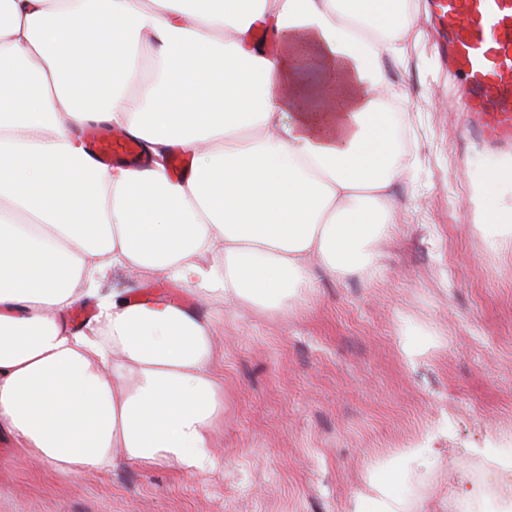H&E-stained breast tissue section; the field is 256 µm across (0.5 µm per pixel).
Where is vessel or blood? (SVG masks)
<instances>
[{
	"mask_svg": "<svg viewBox=\"0 0 512 512\" xmlns=\"http://www.w3.org/2000/svg\"><path fill=\"white\" fill-rule=\"evenodd\" d=\"M432 9L462 86L452 109L466 115L467 130L487 145L511 148L512 0H432ZM86 145L103 165L148 162L135 141L109 127L88 129Z\"/></svg>",
	"mask_w": 512,
	"mask_h": 512,
	"instance_id": "vessel-or-blood-1",
	"label": "vessel or blood"
}]
</instances>
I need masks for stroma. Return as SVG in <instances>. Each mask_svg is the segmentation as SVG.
Returning <instances> with one entry per match:
<instances>
[{"label": "stroma", "instance_id": "stroma-1", "mask_svg": "<svg viewBox=\"0 0 512 512\" xmlns=\"http://www.w3.org/2000/svg\"><path fill=\"white\" fill-rule=\"evenodd\" d=\"M388 78L410 115L415 178L373 275L315 271L283 315L198 303L185 286L110 276L104 291L165 296L215 321L224 418L204 470L118 462L64 475L0 436V512H346L364 475L407 442L434 449L401 486L411 512H450L472 466L512 463V237L472 223L470 192L505 155L448 107L453 79L428 10ZM432 342L416 361L407 344Z\"/></svg>", "mask_w": 512, "mask_h": 512}]
</instances>
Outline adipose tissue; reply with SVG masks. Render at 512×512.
<instances>
[{"mask_svg": "<svg viewBox=\"0 0 512 512\" xmlns=\"http://www.w3.org/2000/svg\"><path fill=\"white\" fill-rule=\"evenodd\" d=\"M416 31L396 0H0V432L63 474L209 466L212 321L100 283L144 271L281 312L313 267L372 273L413 174L384 68ZM91 124L148 167L99 165ZM174 147L193 157L180 178ZM510 185L477 184L475 226L512 224ZM424 456L381 461L348 512H409L398 485Z\"/></svg>", "mask_w": 512, "mask_h": 512, "instance_id": "1", "label": "adipose tissue"}]
</instances>
